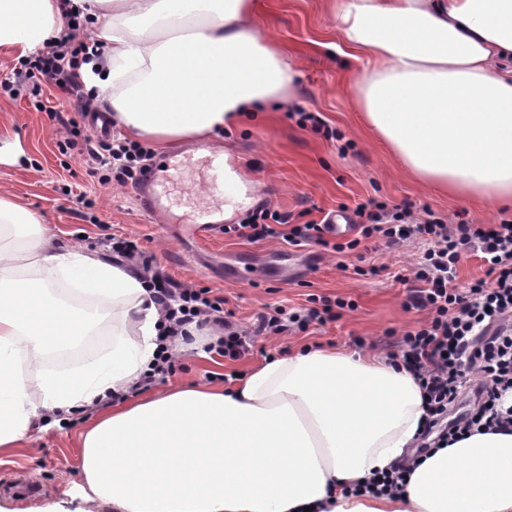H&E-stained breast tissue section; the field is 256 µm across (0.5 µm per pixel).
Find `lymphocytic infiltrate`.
<instances>
[{
    "label": "lymphocytic infiltrate",
    "mask_w": 512,
    "mask_h": 512,
    "mask_svg": "<svg viewBox=\"0 0 512 512\" xmlns=\"http://www.w3.org/2000/svg\"><path fill=\"white\" fill-rule=\"evenodd\" d=\"M88 49L89 42L80 36L78 26L68 27L24 61L23 77L41 79L75 98L79 111H91L92 103L83 96L79 79ZM150 158L147 148L116 136L86 145V160L103 184L114 178L136 185ZM352 224L353 238L332 244L325 237L324 225L288 224L285 215L262 204L238 223L225 225L224 232L252 243L279 239L293 248L329 245L339 253L367 242L390 250L419 244L422 252L410 273L414 286L407 305L426 313L427 319L404 331L397 348L399 358L419 380L428 405L421 449L444 448L483 429L512 426V406L503 404L505 394L512 390V219L497 224L464 220L451 224L430 211L418 215L407 203L391 207L371 199L356 206ZM466 250L480 259L484 275L462 285L457 281V267ZM110 252L149 274L170 336H177L193 322L201 327L219 326L222 336L205 350L231 360L248 355L258 338L303 332L311 324H326L336 320L340 311L356 308L354 301L322 296L311 308L290 311L278 306L258 313L244 327L225 310L223 296L160 271L137 240L111 236ZM469 391L476 397L474 406L454 416Z\"/></svg>",
    "instance_id": "f902f5d3"
}]
</instances>
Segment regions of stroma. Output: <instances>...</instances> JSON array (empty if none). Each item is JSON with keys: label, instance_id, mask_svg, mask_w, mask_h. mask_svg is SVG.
<instances>
[{"label": "stroma", "instance_id": "1", "mask_svg": "<svg viewBox=\"0 0 512 512\" xmlns=\"http://www.w3.org/2000/svg\"><path fill=\"white\" fill-rule=\"evenodd\" d=\"M259 32L287 51L298 65L294 108L321 113L340 140L301 128L288 110L270 112L252 129L215 139L234 158L239 175L256 186L260 201L290 217L291 223L321 220L339 207L355 208L374 198L391 205L410 202L446 219L495 224L512 218V208L491 210L419 184L409 177L362 121L353 101L355 78L365 61L337 52L327 0H259ZM37 96L0 90V148L21 142L27 158L0 163V194L13 197L43 217L63 245L86 243L105 255L110 235L137 239L154 263L173 278L223 293L225 308L239 322L278 305L306 306L309 295L353 300L357 308L336 321L311 326L308 334L259 340L251 355L230 361L217 355L176 361L173 373L156 382L159 390L196 382L224 387V374H245L265 358L307 343L351 347L365 337L373 354L394 349L389 329L424 320L406 309L407 290L389 275L355 274V254L288 248L281 241L250 243L223 233L191 232L158 223L140 206L131 187L99 184L78 150L62 149V119H78L74 102L61 98L56 112L37 109ZM89 417L69 429L33 433L11 457L0 460V512H75L83 483L77 463L80 434ZM39 489L26 496L27 481Z\"/></svg>", "mask_w": 512, "mask_h": 512}]
</instances>
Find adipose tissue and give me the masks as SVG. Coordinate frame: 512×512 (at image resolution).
<instances>
[{"label": "adipose tissue", "mask_w": 512, "mask_h": 512, "mask_svg": "<svg viewBox=\"0 0 512 512\" xmlns=\"http://www.w3.org/2000/svg\"><path fill=\"white\" fill-rule=\"evenodd\" d=\"M94 33L79 73L130 138L222 135L290 102L297 65L257 30L256 0H0V50ZM368 66L354 105L419 183L512 204V0H336ZM165 320L128 265L58 244L0 194V454L93 414L82 505L112 512H512V432L424 454L396 496L355 487L410 461L426 419L402 361L305 346L233 385L140 396Z\"/></svg>", "instance_id": "adipose-tissue-1"}]
</instances>
